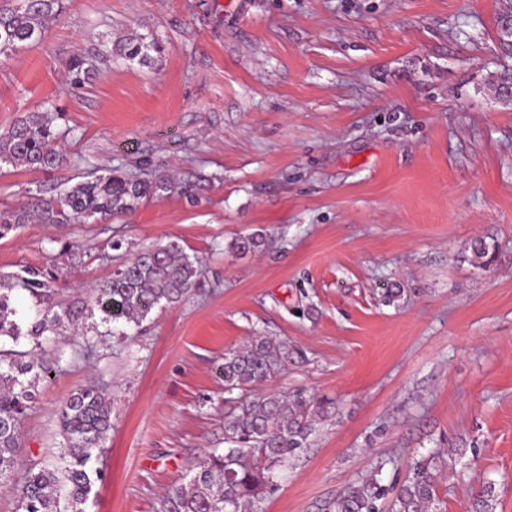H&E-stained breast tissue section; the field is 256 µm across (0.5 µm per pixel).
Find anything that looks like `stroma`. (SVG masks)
<instances>
[{
  "mask_svg": "<svg viewBox=\"0 0 512 512\" xmlns=\"http://www.w3.org/2000/svg\"><path fill=\"white\" fill-rule=\"evenodd\" d=\"M512 0H67L44 39L0 64V134L57 113L70 163L0 171V211L91 169L200 187L94 224L19 225L0 271L61 267L103 281L155 243L202 260L184 302L125 335L99 318L77 341L21 339L52 367L22 423L20 469L53 460L78 388L112 395L102 477L85 512H160L188 465L224 445L226 350L259 332L305 356L267 387L306 388L339 411L281 472L264 512L319 505L379 473L401 484L435 458L440 512L491 481L512 512V102L497 18ZM151 66L108 57L130 32ZM92 67L69 84L74 54ZM260 232L269 248L230 242ZM494 244L477 263L476 239ZM121 249H111L112 241ZM386 288L403 289L395 304Z\"/></svg>",
  "mask_w": 512,
  "mask_h": 512,
  "instance_id": "obj_1",
  "label": "stroma"
}]
</instances>
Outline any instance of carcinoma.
<instances>
[{
    "instance_id": "obj_1",
    "label": "carcinoma",
    "mask_w": 512,
    "mask_h": 512,
    "mask_svg": "<svg viewBox=\"0 0 512 512\" xmlns=\"http://www.w3.org/2000/svg\"><path fill=\"white\" fill-rule=\"evenodd\" d=\"M63 0H5L0 5V63L33 46L45 36ZM160 46L132 32L113 42L111 55L146 65ZM53 112H30L0 135V169L25 167L50 172L68 161L58 146L60 138ZM174 180L128 175L112 170L67 186L56 194L37 197L32 208L0 213V238L16 224L35 219L42 224H88L134 210L147 197L167 192ZM266 242L254 233L235 238L230 249L252 251ZM54 270L30 267L23 273H0V338L18 342L67 328L77 336L83 321L100 313L106 325H139L158 306L189 298L200 281V260L187 254L176 241L140 251L112 275L90 287V305L58 300ZM22 289L37 312L23 327L11 293ZM299 350L271 336L257 335L243 346L224 353L221 374L224 391L238 392L224 412L223 451L206 454L192 464L187 480L168 489L163 512H262L261 504L277 489L279 472L308 447L315 424L336 414V401L315 397L304 389L260 391L294 362ZM44 364L32 350L0 348V486L18 465L21 422L36 397ZM109 395L97 387H84L70 395L60 409L64 434L62 466H31L25 473L17 512H85V504L102 472L97 463L112 429ZM439 467L415 463L397 489L381 483L378 473L358 482L321 506L323 512H383L384 500L393 496L391 512H438ZM470 512H496L495 486H482L472 494Z\"/></svg>"
}]
</instances>
